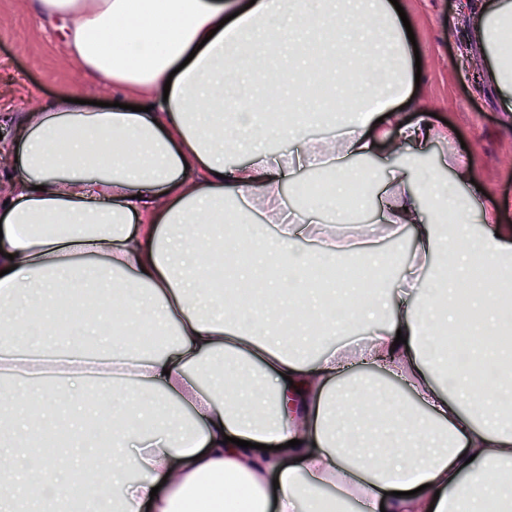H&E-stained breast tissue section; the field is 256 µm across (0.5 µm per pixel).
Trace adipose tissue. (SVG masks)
<instances>
[{"mask_svg":"<svg viewBox=\"0 0 512 512\" xmlns=\"http://www.w3.org/2000/svg\"><path fill=\"white\" fill-rule=\"evenodd\" d=\"M34 6L61 30L85 77L119 88L139 109L90 111L75 90L71 101L13 117L15 135L0 149L19 171L0 207V356L28 352L0 399L15 404L34 386L44 426L74 398L102 424L93 439L74 438L94 489L70 478L66 458L41 456L0 482V512H16L33 487L42 490L36 512H63L73 501L88 512H195L210 484L231 478L250 488L252 512H326L323 486L335 488L340 512L511 506L512 389L478 390L470 363L489 354L512 368V225L494 210L471 223L470 197L432 169L411 180L399 163L389 169L382 223L353 218L368 201L353 184L375 176L361 160L394 140L422 146L453 136L430 127L426 109L410 123L397 111L410 98V46L391 0ZM468 16L476 83L490 86L512 119V54L501 45L512 0H477ZM355 17L372 49L357 65L358 84L383 104L374 112L365 100L341 103L338 135L308 147L301 130L280 123L276 98L248 94L237 61L251 57L253 71L278 88L279 73L251 55L255 41L287 47L292 74L323 71L324 47ZM232 98L240 106L229 118ZM273 135L296 141L295 150L271 153ZM235 154L248 164H228ZM310 170L331 176L333 194L283 210L291 176ZM260 209L278 225L264 242L247 221ZM406 229L417 244L407 288L306 283L314 265L388 272L395 259L376 244ZM230 243L259 261L239 264L235 290L224 293L212 286L213 258ZM479 261L498 278L471 291V360L462 363L435 332H457L453 298ZM84 296L93 313L80 335L122 330L94 350V375L62 369L50 351L57 312ZM145 320L173 331L174 344L137 351ZM402 387L413 401L400 397ZM107 388L124 396L109 410ZM101 448L129 456L144 479L103 468Z\"/></svg>","mask_w":512,"mask_h":512,"instance_id":"adipose-tissue-1","label":"adipose tissue"}]
</instances>
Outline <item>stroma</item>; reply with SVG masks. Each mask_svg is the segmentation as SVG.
<instances>
[{
  "label": "stroma",
  "mask_w": 512,
  "mask_h": 512,
  "mask_svg": "<svg viewBox=\"0 0 512 512\" xmlns=\"http://www.w3.org/2000/svg\"><path fill=\"white\" fill-rule=\"evenodd\" d=\"M398 2L419 49L421 104L458 131L457 138L431 143L426 163L439 165L448 155L472 160L483 186L476 210L501 207L503 223L512 225V127L493 94L476 95L466 76L463 0ZM76 85L88 101H127L119 89L106 93L99 83L81 77L59 30L41 22L26 0H0V114L54 102Z\"/></svg>",
  "instance_id": "35a3bbf8"
}]
</instances>
